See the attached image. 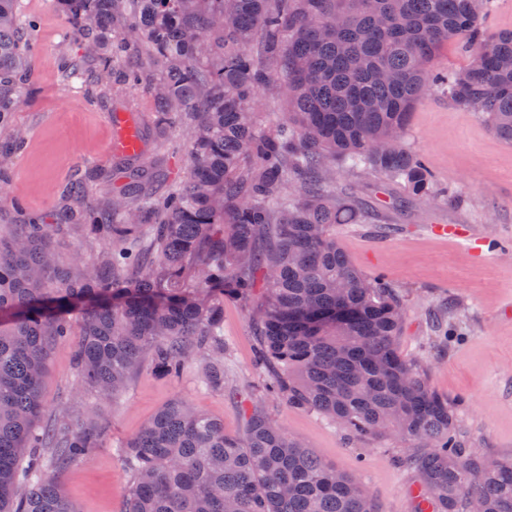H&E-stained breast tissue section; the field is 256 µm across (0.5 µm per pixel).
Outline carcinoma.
Here are the masks:
<instances>
[{
    "instance_id": "carcinoma-1",
    "label": "carcinoma",
    "mask_w": 512,
    "mask_h": 512,
    "mask_svg": "<svg viewBox=\"0 0 512 512\" xmlns=\"http://www.w3.org/2000/svg\"><path fill=\"white\" fill-rule=\"evenodd\" d=\"M81 57L97 62L91 84H111L116 63L143 52L164 68L146 83L154 122L178 118L188 172L150 196L121 154L123 183L105 207H76L57 223L28 218L0 242V512H74L55 473L102 445L89 415L39 425L41 388L54 347L76 337L81 384L122 391L142 363L177 378L190 359L224 388V300L252 302L260 393L315 412L360 440L395 433L420 452L416 471L432 512H512V458L474 453L457 407L403 357L401 297L381 274L360 272L333 229L356 213L336 196L341 163L379 173L418 198L433 196L426 163L403 143L409 114L430 87L485 118L512 142V31L490 35L492 0H55ZM120 25L103 51L113 24ZM19 0H0V174L26 143L14 99L29 85L35 52ZM466 37L469 67L433 69L438 51ZM272 89L287 120L261 126L256 95ZM93 224L107 237L77 277L59 280L52 235ZM266 246H260V240ZM36 448H53L44 459ZM133 483L124 512H379L360 480L324 462L267 414L242 437L176 397L122 446ZM27 485L24 497L18 485Z\"/></svg>"
}]
</instances>
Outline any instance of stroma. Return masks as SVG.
<instances>
[{"instance_id":"obj_1","label":"stroma","mask_w":512,"mask_h":512,"mask_svg":"<svg viewBox=\"0 0 512 512\" xmlns=\"http://www.w3.org/2000/svg\"><path fill=\"white\" fill-rule=\"evenodd\" d=\"M20 5L39 20L37 55L29 88L13 114L28 133V145L0 179V238L20 221L14 199H23L25 212L53 220L72 207L64 188L81 176L89 185L88 204L103 206L118 114L143 135L139 164L158 172L145 192L165 193L189 164L179 125L158 132L145 87L116 81L91 93L64 79L66 64L80 58V50L75 39L65 37L54 0ZM406 145L433 173V200L409 197L399 184L368 170H341L338 185L350 189L369 219L337 225L336 240L360 271L385 275L401 295L399 350L425 366L433 391L457 404L473 451L488 459L512 457V143L496 137L477 113L460 110L432 89L409 116ZM55 246L62 271L75 274L104 242L81 229L57 237ZM250 317V305L225 301L227 351L218 391L201 386L200 364L193 361L177 380L141 365L123 393L97 395L77 382L73 343L55 347L42 390L43 420L91 412L106 429L102 447L56 474L75 512H124L133 475L119 449L177 395L223 419L231 435L244 433L247 412L263 411L326 462L360 475L380 512H422L417 472L396 463L397 455L415 454L412 443L393 436L379 443L353 440L314 413L255 394L257 340Z\"/></svg>"}]
</instances>
